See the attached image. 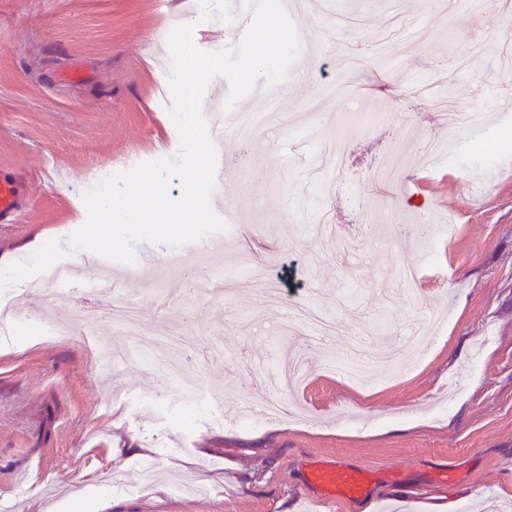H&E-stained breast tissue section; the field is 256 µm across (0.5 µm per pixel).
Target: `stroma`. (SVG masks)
Masks as SVG:
<instances>
[{
  "mask_svg": "<svg viewBox=\"0 0 512 512\" xmlns=\"http://www.w3.org/2000/svg\"><path fill=\"white\" fill-rule=\"evenodd\" d=\"M182 14L196 17L190 0H0V167L32 196L20 223H0V255L24 261L67 240L99 171L176 152L161 48ZM292 18L301 48L265 92L277 105L269 133L228 132L217 146L237 182L235 221L209 236L201 274L139 244L160 289L109 262L125 291L101 300L90 328L70 323L82 284L7 289L22 302L0 322L7 512H324L299 496L339 455L368 474L366 497L340 512L512 506V31L488 0H308ZM332 81L348 108L308 111ZM474 136L487 164L418 159L422 142L457 151ZM391 155L400 168L373 178ZM310 181L323 187L316 205ZM235 263L215 294L218 269ZM415 263L408 305L400 272ZM130 300L180 352L109 361L129 341L108 311ZM296 303L341 334L307 343L287 316ZM205 344L246 359L203 361ZM349 348L391 354L398 369L356 384L329 369ZM302 350L314 369L284 392L288 414L244 423L239 401L265 393L246 360L274 373ZM107 469L138 491L105 490Z\"/></svg>",
  "mask_w": 512,
  "mask_h": 512,
  "instance_id": "obj_1",
  "label": "stroma"
}]
</instances>
